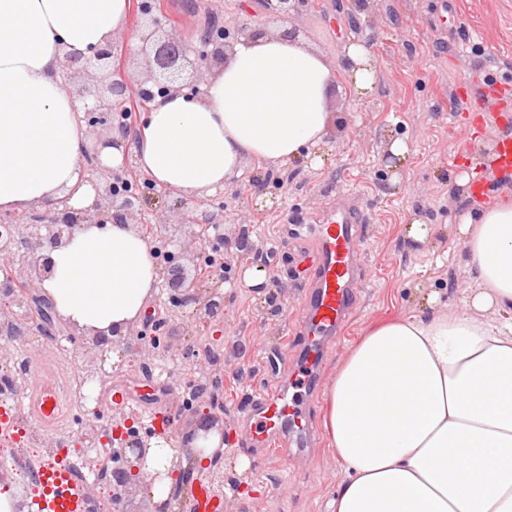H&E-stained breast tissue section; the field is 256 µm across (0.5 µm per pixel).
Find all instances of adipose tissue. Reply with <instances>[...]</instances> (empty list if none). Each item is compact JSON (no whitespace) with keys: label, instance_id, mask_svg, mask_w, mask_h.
Listing matches in <instances>:
<instances>
[{"label":"adipose tissue","instance_id":"obj_1","mask_svg":"<svg viewBox=\"0 0 512 512\" xmlns=\"http://www.w3.org/2000/svg\"><path fill=\"white\" fill-rule=\"evenodd\" d=\"M128 26L129 0H0V211L91 204L63 57L91 56ZM347 56L340 73L301 40L242 37L202 95L155 98L134 142L101 159L131 157L191 200L231 187L248 159L321 163L337 78L360 98L375 85L369 51ZM457 232L479 282L466 312L372 324L331 379L323 425L345 473L331 512H512V195L463 213ZM152 250L131 225H78L41 293L79 331L125 335L159 283Z\"/></svg>","mask_w":512,"mask_h":512}]
</instances>
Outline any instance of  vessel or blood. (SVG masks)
I'll return each mask as SVG.
<instances>
[{
  "instance_id": "b4317fda",
  "label": "vessel or blood",
  "mask_w": 512,
  "mask_h": 512,
  "mask_svg": "<svg viewBox=\"0 0 512 512\" xmlns=\"http://www.w3.org/2000/svg\"><path fill=\"white\" fill-rule=\"evenodd\" d=\"M363 221L360 209L342 199L312 229L311 271L299 319L309 342L304 355L306 367L317 366L323 337L341 334L354 309L363 281L358 232ZM33 383L41 393L39 420L53 419L59 402L57 390L45 387L38 376ZM243 420L250 444L268 448L288 441L299 447L307 437L309 412L296 396L278 388L260 396ZM43 483L45 491L34 502V512H82L84 495L80 486L57 467L45 469Z\"/></svg>"
}]
</instances>
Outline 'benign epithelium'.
I'll return each mask as SVG.
<instances>
[{"label":"benign epithelium","instance_id":"7a95c632","mask_svg":"<svg viewBox=\"0 0 512 512\" xmlns=\"http://www.w3.org/2000/svg\"><path fill=\"white\" fill-rule=\"evenodd\" d=\"M297 0H266L270 16L279 22H286L295 9ZM161 20L146 12L139 36L141 50L153 45V62L158 73L142 80L129 74L125 67L116 65L112 44L97 51L90 58L68 54L63 63L61 86L71 95V70L103 74L94 85L91 98H77L82 104L88 137L95 144L108 145L116 133L125 140L131 139V127L117 121L121 107L127 103L134 91L154 89L161 96L181 92L186 85L179 82V71L187 58L188 49L172 38L153 41L161 29ZM202 46H214L215 52L224 47V34L207 27L201 35ZM90 166L84 169L85 181L95 192L93 202L87 208L76 212L68 205V199L54 200L42 208L25 213L0 212V224L11 229L0 231V258L5 260L6 272L0 277V301L8 311L0 312V322H15L22 326L31 321L20 312L21 301L18 290L26 289L28 295L46 304L40 295L42 282L52 275V261L49 253L66 243L72 228L78 223H99L110 217L123 224L128 218L139 217L134 224L138 233L146 225L161 230L159 238L167 247L166 261L160 271V294L166 296L169 305L181 309L193 306L192 320L180 322L176 330L190 336L193 328L208 324L211 319L223 313L224 288L239 284L236 279L212 274L208 283H201L200 268L206 248L218 249L224 245V204L201 206L180 194L168 190L163 196L172 200L167 215H151L145 210L148 196L137 189L129 188L131 168L124 166L114 169L103 165L98 153L85 154ZM113 346V339L102 334L85 337L79 354L85 358L81 367L86 391L84 401L94 399L98 385L105 381L103 369L107 357L104 351ZM136 351L140 358L153 360L157 356L156 343L134 344L125 341L124 351ZM222 417L207 412L194 420L190 438H207L212 431L224 434L219 424ZM139 418L121 409L112 415V429L96 433L92 438L82 431L74 438L78 448H107L117 466L109 469L101 466L98 457L84 454V466L91 471L101 472V477L112 486V504L119 510L126 491L134 483L150 486L156 482L177 483L182 470L180 456L174 455L163 468L148 464L149 449L173 446L176 435L169 421L161 418L145 434L138 429Z\"/></svg>","mask_w":512,"mask_h":512}]
</instances>
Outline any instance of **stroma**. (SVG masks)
I'll use <instances>...</instances> for the list:
<instances>
[{
	"mask_svg": "<svg viewBox=\"0 0 512 512\" xmlns=\"http://www.w3.org/2000/svg\"><path fill=\"white\" fill-rule=\"evenodd\" d=\"M160 2L163 32L188 45L190 84L198 90L221 66L213 58L198 59L200 32L214 18L234 40L264 31L290 33L339 70L353 43L366 47L377 62L373 95L357 99L347 89L334 90L336 122L323 165L301 158L278 170L249 160L225 190L224 271L234 278L249 266L264 269L263 289H232L222 318L191 336L172 333L177 319H190L191 308L173 316L160 297L136 328L145 341L162 344L159 356L170 367L165 395L197 382L195 364H206L209 393L193 407L222 405L224 450L191 474L205 482L210 469L223 471L224 485L215 491L222 512H328V498L344 473L325 433L285 458L248 446L242 425L253 398L294 375L304 348L296 322L303 307L302 262L312 245L293 226L327 211L336 194L351 198L367 218V277L343 335L323 348L322 383H329L374 321L420 316L435 305L465 311L477 279L454 231L455 219L512 190V166H486L505 137H512V0H303L283 24L270 19L264 0H192L189 10L185 0ZM466 124L473 129L468 139L459 133ZM397 139L409 147L402 161L389 151ZM472 171L483 184L476 197L458 185ZM257 178L266 197L275 198V208L257 205ZM415 220L429 230L425 243L407 237ZM241 232L253 246L250 254L235 248ZM186 352L194 354L195 363L183 360ZM149 380L147 372L114 368L98 389L97 426L110 428L111 411L119 404L150 427L154 405L123 397ZM190 408H165L178 434L190 429Z\"/></svg>",
	"mask_w": 512,
	"mask_h": 512,
	"instance_id": "1",
	"label": "stroma"
}]
</instances>
